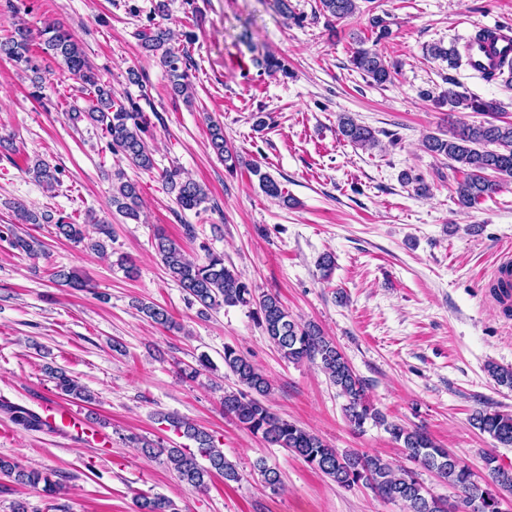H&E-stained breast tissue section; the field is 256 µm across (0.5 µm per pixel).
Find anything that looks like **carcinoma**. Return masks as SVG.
<instances>
[{"label": "carcinoma", "instance_id": "carcinoma-1", "mask_svg": "<svg viewBox=\"0 0 512 512\" xmlns=\"http://www.w3.org/2000/svg\"><path fill=\"white\" fill-rule=\"evenodd\" d=\"M320 2L322 15L329 23L346 19L359 11V0ZM138 37L143 47L159 58L172 79L173 91L177 94L187 93L191 86L188 74L191 64L186 56L178 55L169 47L172 31L157 26L140 31ZM40 41L44 45L43 52L62 64L79 81L81 91L93 95L92 104L87 108L72 105L69 119L73 122L86 120L102 126L109 136L108 145L112 151L122 154L138 169L152 170L153 154L143 137L147 126L144 113L130 112L124 106L115 104L111 87L101 82L69 31L55 23L49 24L40 32ZM32 42L29 28L16 23L11 35L0 40V56H6L18 67L37 75L41 68L33 60ZM357 43L358 47L350 57L353 70L377 86L392 82L395 65L377 50L364 47V41L359 39ZM430 55L448 60L450 67L455 69L472 66L470 60L459 56L455 50L438 45L431 46ZM256 64L270 74L281 72L288 75V67L273 55L256 59ZM441 103L448 104L452 110L461 108L485 116L483 121L461 122L450 127L446 138L429 135L423 140L427 151L467 169L456 193L460 205L471 207L497 193L507 180H512V122L498 118L499 103L496 101L472 97L453 88L441 96ZM338 127L343 139L354 146L361 149L378 146L372 129L346 114L339 117ZM210 145L226 162L236 163L241 159L224 139V126L214 120L210 122ZM248 167L258 176L259 185L266 195L274 199L284 198L280 183L270 174L261 172L254 163L248 164ZM27 173L48 190L59 183L60 170L40 158L27 167ZM165 178L170 192L175 194L176 203L182 209L193 210L206 202L207 193L202 186L192 180H181L179 171L169 170ZM110 205L124 218L137 220L140 217L138 185L127 179L121 170L112 176ZM14 209L17 219L23 224L52 223L56 237L75 243L84 242L88 249L101 255L107 253L110 233L101 220L98 224L102 237L88 240L80 224L62 217L55 220L49 212L30 210L21 202L15 203ZM0 240L30 256L37 255L43 248L39 240L18 235L12 224L0 228ZM155 251L171 279L192 303L200 306V313L225 306L253 307L257 324L276 346L281 358L291 363L307 360L318 364L339 394L346 398L345 416L350 425L360 429L372 420L386 426L387 432L404 448L410 461L436 472L448 486L458 491L457 512H502V493L512 495V470L494 465L495 457L489 454L484 457L488 477L483 479L446 449L436 445L423 430L386 422L384 416L367 401L363 381L354 373L335 343L324 336L316 325L299 323L278 296L264 291L259 293L250 287L240 274L224 264V255L209 251L200 260L186 254L179 244L163 233L155 237ZM52 280L75 290L87 287L73 271H56ZM138 309L163 328L176 327L167 310L159 305L140 301ZM224 368L237 378L240 385L238 389L224 391V414L232 416L250 433L260 436L269 444L288 449L344 489L362 483L373 488L383 499L402 503L405 512H448L447 501L432 496L411 469L402 466L395 468L378 454L331 448L317 434L273 412L266 403L271 392L269 379L231 346L224 347ZM49 375L63 394L86 403L94 401L91 392L65 371L52 369ZM7 409L12 421L27 430L44 426L42 417L27 408L9 405ZM167 420L177 432L201 448L208 465L199 464L180 448H157L149 441L142 445L147 455H166L179 481L192 490L205 489L208 479L215 473L224 475L227 481L238 480L234 465L225 458L222 449L215 447L209 433L176 416H169ZM472 422L475 428L500 445L512 446V414L478 411L473 415ZM256 468L266 486L273 490L279 487L281 479L276 469L267 466L262 459L257 462ZM0 475L16 484L38 489L46 496H56L64 489L60 482L51 480L40 470L26 469L3 458H0ZM136 512H175V507L165 497L142 496L136 499Z\"/></svg>", "mask_w": 512, "mask_h": 512}]
</instances>
